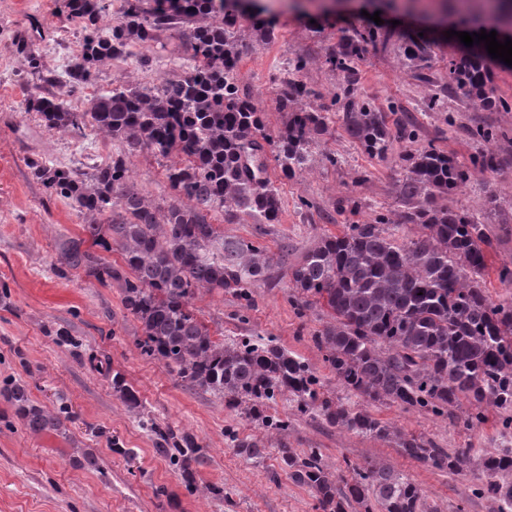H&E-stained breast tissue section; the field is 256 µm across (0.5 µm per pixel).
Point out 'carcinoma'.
Wrapping results in <instances>:
<instances>
[{
    "label": "carcinoma",
    "mask_w": 512,
    "mask_h": 512,
    "mask_svg": "<svg viewBox=\"0 0 512 512\" xmlns=\"http://www.w3.org/2000/svg\"><path fill=\"white\" fill-rule=\"evenodd\" d=\"M78 21L85 49L70 84L76 89L94 77L96 68L122 57L129 42L155 39L163 29L199 21L193 30L194 56L202 64L176 80L140 87L125 80L109 93L87 99L82 110L32 88L24 100L51 129L84 131L92 124L122 150L96 166L92 178H80L45 158L30 163L49 195L71 201L85 218L83 233L116 264L82 249L84 239L59 245L61 275L81 270L103 286H118L124 309L142 326L137 342L142 355L164 366L195 390L216 395L241 410L275 437L288 433V418L265 413L268 404L289 395L297 412L322 417L329 424L362 437L388 440L410 458L452 473L470 468V450L453 454L422 437L407 435L363 409L336 403L321 392L319 377L274 339L241 336L216 342L199 322L192 302L201 292L234 294L252 307L251 287L270 278L280 263L266 247L252 241L219 238L207 215L224 212V221L245 217L256 224L280 222L278 189L266 177L262 157L270 152L287 178L308 170L315 136L326 129L322 112L308 107L312 95L299 79L285 83L278 108L287 113L284 127L267 132L239 83L237 34L224 28V10L215 0H124L120 19L107 34L100 23L109 0H67ZM27 67L45 83L29 40L17 44ZM358 49L351 44L330 63L339 75L333 103L343 111L347 135L368 154L385 157L394 142L410 141L408 122L393 125L369 100H359L352 79ZM449 79L467 101L512 112L496 94L481 54L451 64ZM167 157L178 153L184 165H171L165 178L187 200L163 208L131 181L126 157L136 152ZM400 183L407 210L380 214L373 224H350L338 235L323 234L290 268L293 297L299 307L324 304L330 321L313 336L316 347L344 389L368 401L426 411L455 419L466 406L463 423L473 429L485 409L501 410L499 436L512 438V303L493 302L486 288V248L492 246L486 225L474 214L434 205L437 197L456 194L471 173L448 153L428 145L405 158ZM386 224H418L422 233L399 243ZM95 367L112 375V392L140 413L141 403L123 376L106 359ZM16 417L35 436L60 429L72 419L65 403L46 409L35 404L25 383L6 388ZM154 435L155 451L178 469L190 494L221 499L224 487L198 486L190 465L201 462L195 438L151 418L142 419ZM236 454L260 465L268 449L260 442L226 430ZM281 464L291 478L312 491L319 512H440L403 471L375 460L346 463L351 481H342L323 462L322 450L300 452L284 442ZM483 478L471 494L495 501V512H512V448H495L479 458Z\"/></svg>",
    "instance_id": "obj_1"
}]
</instances>
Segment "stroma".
Here are the masks:
<instances>
[{
  "mask_svg": "<svg viewBox=\"0 0 512 512\" xmlns=\"http://www.w3.org/2000/svg\"><path fill=\"white\" fill-rule=\"evenodd\" d=\"M274 23L272 37L242 27L238 76L264 117L269 132L280 130L286 116L278 109L283 64L293 57L308 62L304 81L312 91L309 104L325 112L327 130L314 148L308 172L284 177L273 155H266L268 176L279 191L281 220L258 227L225 223L222 213L209 221L227 237L245 238L287 252L286 266L276 268L274 284L256 283L251 310H241L229 293L204 292L193 302L197 318L217 341L259 334L275 338L300 356L320 376L325 396L344 405L366 408L375 417L404 432L432 440L455 452L463 448L493 449L497 415L466 429L461 421L396 406L367 403L351 395L329 371L323 353L312 342L326 316L320 306L297 311L292 303L289 267L312 245L315 236L342 232L348 224L372 223L377 213L403 211L398 184L404 158L435 145L462 165L489 152L495 170L475 173L457 194L437 198V205L482 215L499 237L488 253L487 289L492 301L512 299L498 270L512 264V111L499 112L465 102L448 87V69L468 48L458 32L479 31L460 0H257ZM379 20H372V13ZM376 30L379 38L361 45L354 76L358 94L372 98L389 122L413 125L416 139L394 144L385 159L366 154L342 128L341 113L331 98L336 73L329 55L340 53L356 33ZM455 37H448V30ZM193 26L189 23L161 34L156 42H137L122 70L101 68L95 89L110 91L120 77L151 86L181 73L193 63ZM75 35L64 0H0V383L12 378L28 385L31 398L51 407L68 404L74 414L66 432L31 435L0 394V512H316L312 493L282 469L277 449L264 464L246 463L231 448L224 432L266 440L259 422L225 407L211 394L187 388L158 360L141 355L136 346L140 323L124 310L118 288L88 280L80 272L60 278L55 271L62 239L82 233V220L72 202L49 195L37 182L28 158L46 157L79 174L104 161L89 135L48 129L37 113L21 102L38 74L24 71L15 45L31 40L43 48L47 70L63 74L68 42ZM427 47L420 58L407 60L412 39ZM149 66H140L141 58ZM442 98L439 111L422 106L428 91ZM492 131L486 142L477 129ZM338 158L326 162V155ZM179 155L156 157L142 152L128 156L132 180L145 195L177 200L165 170L181 163ZM110 358L142 402L145 414L193 435L205 451L196 468L198 483H220L223 499L189 494L179 471L158 455L151 436L112 393V382L95 370L92 357ZM271 415H290L285 440L290 448L322 449L331 471L351 480L349 464L382 460L406 472L441 512H491L485 500L471 496L476 472L453 475L415 461L394 443L364 439L324 421L292 412L290 398L277 399ZM132 449L133 458L116 454L113 442ZM93 456L97 467L86 464ZM166 488L159 496L157 488Z\"/></svg>",
  "mask_w": 512,
  "mask_h": 512,
  "instance_id": "35a3bbf8",
  "label": "stroma"
}]
</instances>
